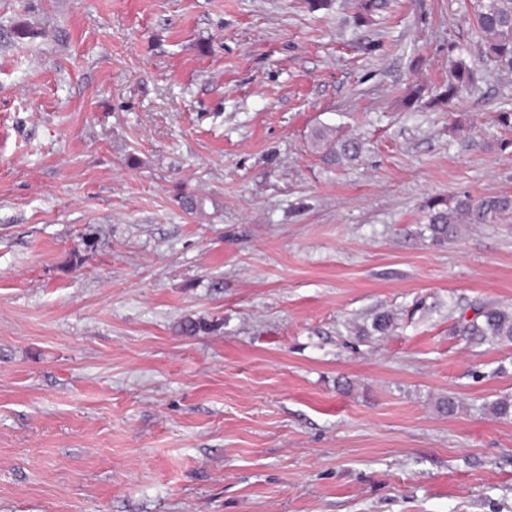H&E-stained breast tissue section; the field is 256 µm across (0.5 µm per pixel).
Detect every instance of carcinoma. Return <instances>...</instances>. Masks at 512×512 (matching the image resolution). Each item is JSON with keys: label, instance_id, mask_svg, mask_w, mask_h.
<instances>
[{"label": "carcinoma", "instance_id": "carcinoma-1", "mask_svg": "<svg viewBox=\"0 0 512 512\" xmlns=\"http://www.w3.org/2000/svg\"><path fill=\"white\" fill-rule=\"evenodd\" d=\"M473 16L480 35L484 56L500 72H512V0H474ZM479 79L477 70L463 57L452 64L451 77L446 89L429 100L433 105L450 103ZM314 144L322 159L331 164L343 160L355 161L362 153V143L357 139L337 140L325 130L314 134ZM426 231L435 244H444L458 235V225L487 224L498 216L512 212V196L499 195L475 199L468 194L446 198H431L425 203ZM396 326L395 318L388 312L374 314L370 324L357 326L360 336L385 335ZM456 331L474 345L512 344V309L500 306H482L475 316L466 318L460 313ZM497 417L512 419V398L502 397L487 404Z\"/></svg>", "mask_w": 512, "mask_h": 512}]
</instances>
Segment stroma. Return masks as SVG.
I'll return each instance as SVG.
<instances>
[{
  "instance_id": "obj_1",
  "label": "stroma",
  "mask_w": 512,
  "mask_h": 512,
  "mask_svg": "<svg viewBox=\"0 0 512 512\" xmlns=\"http://www.w3.org/2000/svg\"><path fill=\"white\" fill-rule=\"evenodd\" d=\"M503 110L469 0H0V512H512ZM479 79L477 70L464 57H457L452 64L451 77L446 89L437 98L430 99L428 104L439 105L450 103L461 93L474 85ZM314 144L322 159L331 164L341 161H355L362 153V143L357 139L337 140L331 137L325 129H318L314 134ZM426 231L435 244H444L458 235V224H487L512 212V196L499 195L474 199L468 194L430 198L425 203ZM475 316L467 319L461 312L456 331L474 345L512 344V309L500 306H482L475 309ZM396 326L395 318L389 312H380L370 318V324L357 326L358 336L386 335Z\"/></svg>"
}]
</instances>
